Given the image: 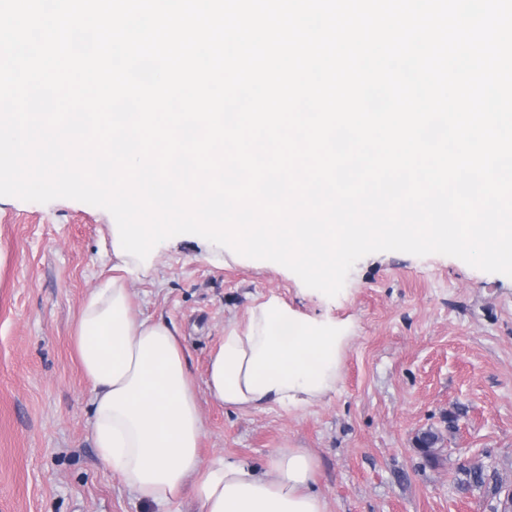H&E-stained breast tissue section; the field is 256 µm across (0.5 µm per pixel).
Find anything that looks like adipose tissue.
<instances>
[{
  "instance_id": "obj_1",
  "label": "adipose tissue",
  "mask_w": 512,
  "mask_h": 512,
  "mask_svg": "<svg viewBox=\"0 0 512 512\" xmlns=\"http://www.w3.org/2000/svg\"><path fill=\"white\" fill-rule=\"evenodd\" d=\"M93 288L71 336L92 387L89 434L100 462L138 498L159 506L192 490L199 512H326L312 488L314 460L277 450L262 467L199 452L204 423L175 326L136 317L129 284L138 259ZM348 323L310 318L271 296L224 327L206 372L209 395L238 410L298 412L334 391Z\"/></svg>"
}]
</instances>
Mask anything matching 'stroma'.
<instances>
[{"label":"stroma","mask_w":512,"mask_h":512,"mask_svg":"<svg viewBox=\"0 0 512 512\" xmlns=\"http://www.w3.org/2000/svg\"><path fill=\"white\" fill-rule=\"evenodd\" d=\"M111 214L69 199L0 197V512H158L97 458L91 386L69 336L112 277ZM136 282L143 318L175 324L197 386L224 325L275 295L351 319L335 392L305 410L243 412L201 394L203 458L264 466L278 448L315 461L326 512H493L512 489V277L440 254H369L328 302L293 272L214 258L197 239L158 248ZM436 431L434 458L417 437ZM484 472L483 487L464 469Z\"/></svg>","instance_id":"obj_1"}]
</instances>
